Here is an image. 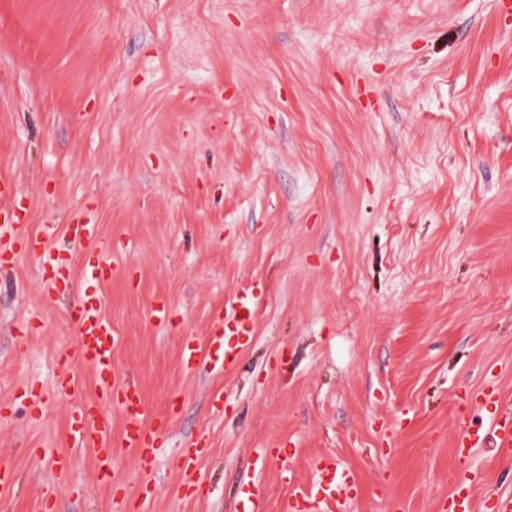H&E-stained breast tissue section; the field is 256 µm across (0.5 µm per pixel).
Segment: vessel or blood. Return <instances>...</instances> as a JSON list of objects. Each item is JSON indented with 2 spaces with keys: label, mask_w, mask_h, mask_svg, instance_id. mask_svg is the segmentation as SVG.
<instances>
[{
  "label": "vessel or blood",
  "mask_w": 512,
  "mask_h": 512,
  "mask_svg": "<svg viewBox=\"0 0 512 512\" xmlns=\"http://www.w3.org/2000/svg\"><path fill=\"white\" fill-rule=\"evenodd\" d=\"M68 232L85 253L95 255L91 276L96 280L111 277L113 265L104 256V245L97 224L80 220L69 225ZM256 298L253 292L244 290L218 314V322L206 344L186 341L184 358L187 365L209 366L231 370L238 358L233 338L250 335L253 328ZM78 324L76 348L64 349L57 355V372L54 384L67 394L74 412L68 428V440L76 448H93L98 460V473L102 480H110L112 473V447L129 449L144 473H151L156 460L157 444L165 432L158 425L140 391L129 385L121 376L114 361L118 338L111 323L102 312L99 295L89 289H81L73 311ZM91 369L97 383L98 399L90 401L82 396L80 369ZM107 402L119 408L123 416L120 435H113L112 423L99 409ZM512 447V405L504 403L498 408L483 433L463 432L457 439L459 458L470 457L476 449ZM179 465L187 479V490H194L202 480L200 458L196 449L180 451ZM321 473L319 482L310 489H296L295 495L308 506L324 500L346 502L355 498L359 483L351 470L336 462L323 459L318 463ZM471 478L460 472L457 487L449 499V512H475L474 501L468 491Z\"/></svg>",
  "instance_id": "obj_1"
}]
</instances>
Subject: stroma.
Returning a JSON list of instances; mask_svg holds the SVG:
<instances>
[{
	"label": "stroma",
	"instance_id": "35a3bbf8",
	"mask_svg": "<svg viewBox=\"0 0 512 512\" xmlns=\"http://www.w3.org/2000/svg\"><path fill=\"white\" fill-rule=\"evenodd\" d=\"M0 180V238L15 213L56 228L0 269V512H112L146 485V512H296L323 457L359 493L316 512H448L464 470L478 512L512 495V455L454 453L487 391L512 402V0H0ZM88 215L117 362L168 420L154 474L119 448L111 484L52 391L77 294L42 266L69 252L82 282L66 226ZM246 288L236 366L186 368ZM264 446L287 465L256 472ZM197 449L198 448H181L180 451L179 465L184 476L187 478L185 488L190 491H193L203 478Z\"/></svg>",
	"mask_w": 512,
	"mask_h": 512
}]
</instances>
